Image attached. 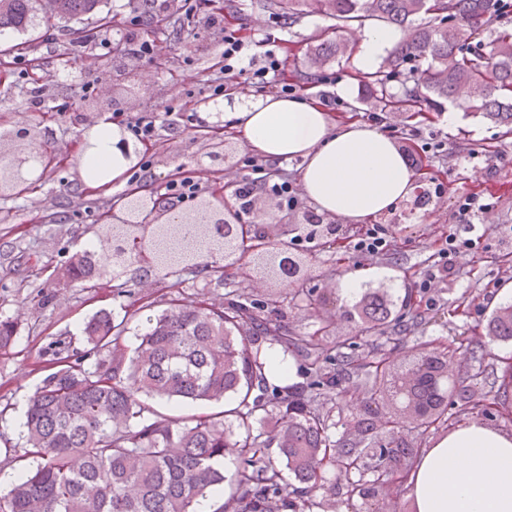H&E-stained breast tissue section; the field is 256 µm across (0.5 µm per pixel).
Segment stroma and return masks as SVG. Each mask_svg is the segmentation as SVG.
Instances as JSON below:
<instances>
[{
	"label": "stroma",
	"mask_w": 512,
	"mask_h": 512,
	"mask_svg": "<svg viewBox=\"0 0 512 512\" xmlns=\"http://www.w3.org/2000/svg\"><path fill=\"white\" fill-rule=\"evenodd\" d=\"M245 28L246 42L274 46L284 61L285 75L303 68L312 36L328 24L321 16H308L294 26L265 8L264 0H233ZM38 55L10 52L18 35L0 40V163L10 162L34 151H45L61 159L45 169L30 190L21 195L0 196V314L20 319L16 340L7 351H0V400L14 409L0 420V475L20 474L15 458L22 454L21 422L26 400L52 370L55 355L78 357L83 349V322L101 309L123 317L127 298L113 297L111 290L91 293L75 284H63L58 271L68 258L101 237L111 221L112 208L124 188L109 196H89L78 189L77 147L95 117L90 107L96 96L85 85L100 81V71L109 63L98 49L74 44L76 30L57 20H43L35 30ZM138 35L160 41L166 47L168 62L159 66L133 56L123 62L131 76L112 82V110L108 117L120 127L130 122H155L158 139L153 150L144 152L146 177L153 188L164 191L169 180L189 179L200 190L196 204L232 196L234 182L252 176L247 162L249 151L241 145L237 131L215 141L205 137L204 123L196 113L201 101L210 99V77L224 67V33L186 15L179 0L160 23L143 27ZM74 57L73 75L67 81L55 77V62L61 55ZM44 65L42 83L44 106L35 113L25 101L31 87L34 60ZM351 100L336 110L337 122L348 116L380 126L403 147L408 155H425L436 182L450 185V192L431 197L420 206L418 196L402 201L377 223L393 242L386 255L366 259L350 248L334 253L313 242L294 247L301 262L306 288L327 304L308 314L284 299L274 317L289 331L310 334L320 321H330L334 339L353 335L355 324L344 313L345 299L339 298L333 284L348 271L370 269L367 283L384 282L394 299H401L435 259L438 240L458 231L457 203L475 193V180H487L491 190L480 193L493 208L482 222L489 231V247L463 253L457 260L455 277L438 284L432 293L435 307L426 318L411 326L407 309L396 307L394 318L407 326L399 335L398 351H409L422 343L434 346L454 344L462 336L484 334L489 330L493 311L512 303V294H503L512 283V266L498 257L512 247V136L482 118L461 115L456 126H447L443 115L418 125L404 117L380 111L375 99L367 97L359 85H352ZM443 142L441 154L428 152L429 140ZM270 199L258 198L251 223L264 225L271 240L282 239L285 227L304 223L314 207L300 199L291 210H272ZM131 289L148 296L156 309L165 299L186 297L220 299L228 285H219L186 274L142 284L131 281ZM468 301L466 315L450 316V309Z\"/></svg>",
	"instance_id": "35a3bbf8"
}]
</instances>
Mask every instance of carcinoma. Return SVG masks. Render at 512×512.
Returning <instances> with one entry per match:
<instances>
[{"label": "carcinoma", "mask_w": 512, "mask_h": 512, "mask_svg": "<svg viewBox=\"0 0 512 512\" xmlns=\"http://www.w3.org/2000/svg\"><path fill=\"white\" fill-rule=\"evenodd\" d=\"M103 2L0 0V37L29 33L40 13L66 23L87 17L108 27L112 17L99 11ZM264 6L290 26L314 15L331 21L308 51L306 77L349 57L359 27L403 29L408 38L376 71L353 74L381 110L414 116L426 105L440 112L464 91L466 113L512 134V29L490 28L493 18L512 14V0H265ZM104 237L108 246L123 245L129 266L151 258L157 278L187 272L219 285L245 275L256 256L276 255L277 263L288 262L279 271L299 309L321 305L298 279L288 242L273 244L250 224H211L204 213L193 235L180 224H155L121 236L110 224ZM58 277L91 292L104 287L93 248L75 252ZM265 304L254 306L235 288L219 302L172 298L156 313L154 302L140 296L130 314L138 318L132 350L124 343L128 320L107 311L91 316L82 329L84 354L56 358L54 371L27 400L19 456L24 473L0 495V512H196L200 500L224 486L231 492L214 512H325L322 494L336 487L348 504L363 499L368 482L398 493L422 452L417 437L454 425L447 405L436 399L427 421L404 427L405 453L393 462L347 438L332 439L335 422L325 409L327 397L340 413L381 404L392 352L376 349L360 359L345 350L360 336L392 343V296L379 290L362 295L350 309L356 334L336 343L330 323L297 335L265 314L278 309V296ZM493 321V341L512 342V316ZM18 328L17 319L0 317V351L12 345ZM258 340L305 353L315 376L303 394H279L261 421L255 391H266L267 356L255 347ZM338 356L346 358L347 372L361 373V383L329 369ZM144 396L225 401L228 409L181 421L157 413ZM497 408L498 402L478 396L465 401L463 411L488 418ZM227 448L239 460L231 473L224 471Z\"/></svg>", "instance_id": "1"}]
</instances>
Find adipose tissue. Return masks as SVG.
<instances>
[{
  "label": "adipose tissue",
  "mask_w": 512,
  "mask_h": 512,
  "mask_svg": "<svg viewBox=\"0 0 512 512\" xmlns=\"http://www.w3.org/2000/svg\"><path fill=\"white\" fill-rule=\"evenodd\" d=\"M403 38L401 30L361 32L353 54L357 71L371 73ZM224 120L241 130L244 145L266 160L299 159L305 197L318 211L358 223L406 200L416 172L395 140L369 124L336 125L325 107L303 96L251 97ZM140 148L109 121L93 125L78 148L79 185L107 193L123 185ZM417 512H512V433L477 420L460 423L424 449L409 473Z\"/></svg>",
  "instance_id": "obj_1"
}]
</instances>
